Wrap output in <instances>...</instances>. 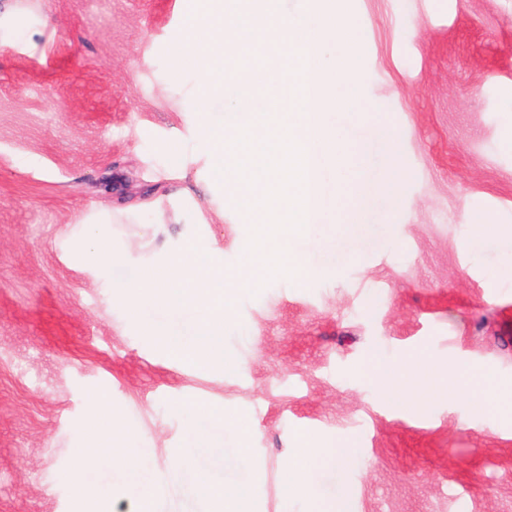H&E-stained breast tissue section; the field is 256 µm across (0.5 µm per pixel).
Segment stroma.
Masks as SVG:
<instances>
[{
  "mask_svg": "<svg viewBox=\"0 0 512 512\" xmlns=\"http://www.w3.org/2000/svg\"><path fill=\"white\" fill-rule=\"evenodd\" d=\"M192 0H0L13 46L0 52V512H78L67 475L84 435V396L124 410L157 512H203L197 471L252 483L256 512H314L338 484L355 512H512V0H349L368 101L363 120L326 113L371 187L397 164L396 201L372 193L356 223L310 228L323 274L277 277L235 294L224 352L240 371L203 370L156 348L113 301L115 269L71 244L100 202L123 209L111 236L136 249L126 270L189 239L240 263L245 217L210 185L193 64L173 71ZM183 146L182 165L166 153ZM191 196H182V189ZM485 216L482 238L473 221ZM449 364L499 405L465 398L425 411L383 400L375 363ZM253 423L251 467L235 430L197 448L182 402ZM350 441L314 495L284 496L296 435ZM192 467L173 477L175 456ZM91 479L107 512H134L139 486L121 461Z\"/></svg>",
  "mask_w": 512,
  "mask_h": 512,
  "instance_id": "obj_1",
  "label": "stroma"
}]
</instances>
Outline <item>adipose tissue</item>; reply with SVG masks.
Returning a JSON list of instances; mask_svg holds the SVG:
<instances>
[{
  "instance_id": "obj_1",
  "label": "adipose tissue",
  "mask_w": 512,
  "mask_h": 512,
  "mask_svg": "<svg viewBox=\"0 0 512 512\" xmlns=\"http://www.w3.org/2000/svg\"><path fill=\"white\" fill-rule=\"evenodd\" d=\"M98 222L88 225L76 239L78 258L103 265H118L125 261L123 248L112 245L98 231L99 224L111 223L115 211L108 205L97 210ZM450 368L441 363L409 357L390 368H376L375 381L381 395L394 401H403L424 409L437 399L463 396L472 407L485 410L498 399L495 385L462 387L449 375ZM87 418L82 428L88 435L84 447L74 456L70 483L81 505V512H105L98 490L89 482V474L98 468L103 454L125 463H132L134 451L129 448L130 434L123 425V410L109 400L105 391L94 390L86 397ZM331 460L345 466L350 459L349 442H331L312 433L300 434L296 451L284 468L286 493H313L315 470L319 461ZM197 494L206 512H252V494L247 481L241 480L224 487L214 483L208 472H198Z\"/></svg>"
}]
</instances>
